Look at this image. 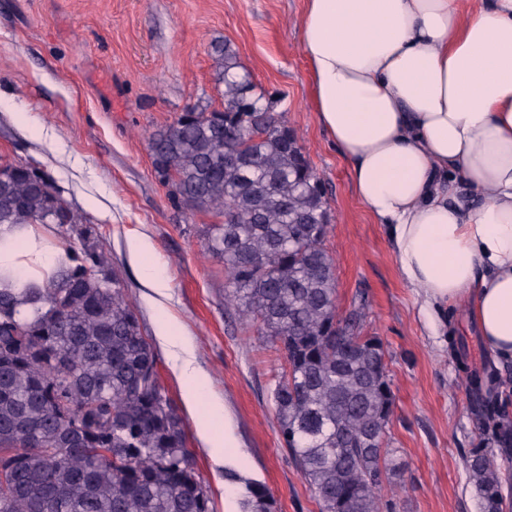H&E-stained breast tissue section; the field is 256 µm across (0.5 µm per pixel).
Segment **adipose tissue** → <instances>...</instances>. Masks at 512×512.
<instances>
[{"label":"adipose tissue","instance_id":"ef3b65f1","mask_svg":"<svg viewBox=\"0 0 512 512\" xmlns=\"http://www.w3.org/2000/svg\"><path fill=\"white\" fill-rule=\"evenodd\" d=\"M299 28L317 122L401 276L425 311L466 306L512 361V0H305ZM60 257L40 230L0 226V269L27 287ZM157 338L196 410L205 384L174 318Z\"/></svg>","mask_w":512,"mask_h":512}]
</instances>
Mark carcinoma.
I'll use <instances>...</instances> for the list:
<instances>
[{"label": "carcinoma", "instance_id": "cac0c4a2", "mask_svg": "<svg viewBox=\"0 0 512 512\" xmlns=\"http://www.w3.org/2000/svg\"><path fill=\"white\" fill-rule=\"evenodd\" d=\"M213 53L224 109L183 112L154 133V172L174 206L224 215L208 249L224 262L225 304L282 360L278 433L319 512H392L386 353L364 332V304L338 311L324 186L229 44ZM3 224L76 240L27 318L0 276V512H211L184 418L94 225L22 163L0 164ZM469 385L477 428L498 447L470 449L465 467L482 512H503L496 456L512 451V430L495 379L474 372ZM228 477L244 485L241 512H272L262 483Z\"/></svg>", "mask_w": 512, "mask_h": 512}]
</instances>
